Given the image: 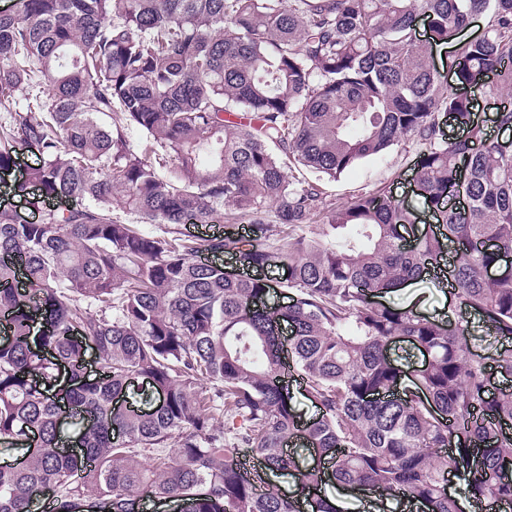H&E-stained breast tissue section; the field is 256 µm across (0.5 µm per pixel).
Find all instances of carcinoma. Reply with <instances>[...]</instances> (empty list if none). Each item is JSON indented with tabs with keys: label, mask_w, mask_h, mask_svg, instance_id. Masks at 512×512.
<instances>
[{
	"label": "carcinoma",
	"mask_w": 512,
	"mask_h": 512,
	"mask_svg": "<svg viewBox=\"0 0 512 512\" xmlns=\"http://www.w3.org/2000/svg\"><path fill=\"white\" fill-rule=\"evenodd\" d=\"M457 47L440 81L415 21ZM512 0H16L0 13V170L36 223L0 208V512L82 502L139 512H365L512 506ZM131 128L143 136L133 143ZM412 141L424 230L392 192L336 204L287 162L332 179ZM467 199L448 207V193ZM138 223L113 217V209ZM225 218L246 234L194 235ZM156 224L161 233L142 231ZM287 272L229 277L199 256ZM451 291L437 316L386 296ZM290 329L282 340V324ZM423 357L406 375L387 354ZM147 380L134 389L132 378ZM317 409L305 421L290 380ZM249 448L296 491L259 492ZM462 481L448 494V472Z\"/></svg>",
	"instance_id": "1"
}]
</instances>
